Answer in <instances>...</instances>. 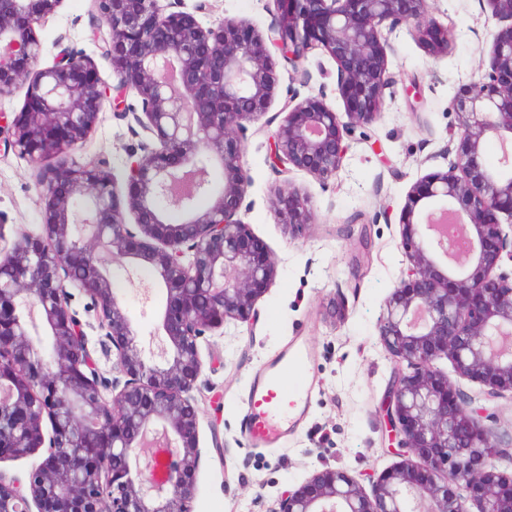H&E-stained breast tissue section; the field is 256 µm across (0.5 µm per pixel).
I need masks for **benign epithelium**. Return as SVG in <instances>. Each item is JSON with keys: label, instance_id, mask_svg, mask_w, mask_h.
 <instances>
[{"label": "benign epithelium", "instance_id": "benign-epithelium-1", "mask_svg": "<svg viewBox=\"0 0 512 512\" xmlns=\"http://www.w3.org/2000/svg\"><path fill=\"white\" fill-rule=\"evenodd\" d=\"M61 2L0 0V97L25 89L20 111H0V130L4 150L38 165L42 224L0 247V460L41 453L25 481L0 479V512H192L199 340L230 321L253 326L277 273L237 218L249 183L239 132L267 112L278 84L267 45L293 64L316 48L336 62L343 111L315 96L289 99L269 152L274 167L326 182L342 168L345 140L381 113L393 33L439 28L426 0H277L264 38L230 17L203 26L196 14L207 0L167 15L157 0H97L110 85L70 51L35 68L38 29ZM484 2L504 26L480 48L484 72L452 101L454 159L408 192L398 218L408 264L378 319L379 344L408 367L391 375L385 426L396 453L418 463L381 474L370 496L343 470L317 471L273 512H512V434L436 366L448 359L489 400L512 394V270L503 269L512 263V0ZM129 93L154 143L128 157L120 179L102 161L74 160ZM491 140L502 150L497 169L485 161ZM163 202L182 219H168ZM275 205L288 228L310 223L297 194L280 192ZM115 262L149 269L165 292L158 354L114 292ZM69 283L90 297L112 344L110 382L87 349ZM44 336L47 354L37 348ZM156 354L162 363H148Z\"/></svg>", "mask_w": 512, "mask_h": 512}]
</instances>
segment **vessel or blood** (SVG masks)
<instances>
[{
	"instance_id": "b4317fda",
	"label": "vessel or blood",
	"mask_w": 512,
	"mask_h": 512,
	"mask_svg": "<svg viewBox=\"0 0 512 512\" xmlns=\"http://www.w3.org/2000/svg\"><path fill=\"white\" fill-rule=\"evenodd\" d=\"M307 361L303 343L286 348L250 386L243 433L258 446H276L303 412L306 399L289 377Z\"/></svg>"
}]
</instances>
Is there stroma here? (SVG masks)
Returning <instances> with one entry per match:
<instances>
[{
	"mask_svg": "<svg viewBox=\"0 0 512 512\" xmlns=\"http://www.w3.org/2000/svg\"><path fill=\"white\" fill-rule=\"evenodd\" d=\"M201 15L210 25L232 17L266 33L277 18L275 0H208ZM426 8L448 31L447 49L434 52L406 28L392 38L388 70L394 78L380 116L346 141L343 167L320 182L303 171L281 173L268 159L269 138L283 119L288 97L322 95L342 110L335 61L316 49L298 64L273 53L279 82L266 114L243 133L244 164L250 176L239 216L274 255L277 275L257 302L254 327L227 325L199 342L202 375L192 396L199 413L201 460L193 512H272L283 491L297 488L314 471L341 468L365 493L376 478L401 462L391 449L380 408L396 366L378 343L377 320L384 297L407 259L399 247V212L411 186L448 168L455 127L452 99L458 87L480 71L481 41L497 23L484 0H427ZM98 12L94 0H63L39 31L38 66L51 65L64 49L91 59ZM420 88L409 101L410 81ZM131 110L105 111L80 144L78 161L108 160L122 174L127 154L151 136L135 121L142 104L127 95ZM283 186L304 198L311 223L286 230L272 203ZM36 166L16 153H0V234L41 230ZM370 243H363V229ZM114 289L126 303L139 334L158 333L161 288L139 270L110 269ZM306 337L310 367L293 380L308 392L306 417L280 448L253 447L241 432L249 383L291 336Z\"/></svg>",
	"mask_w": 512,
	"mask_h": 512,
	"instance_id": "1",
	"label": "stroma"
}]
</instances>
